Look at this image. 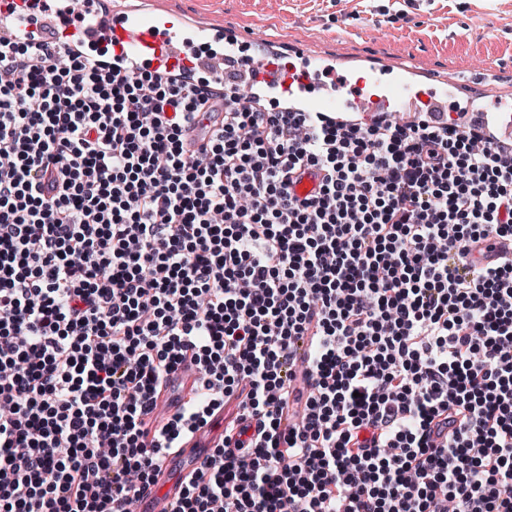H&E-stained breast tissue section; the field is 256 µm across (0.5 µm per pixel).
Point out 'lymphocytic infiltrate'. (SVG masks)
I'll return each mask as SVG.
<instances>
[{"label": "lymphocytic infiltrate", "mask_w": 512, "mask_h": 512, "mask_svg": "<svg viewBox=\"0 0 512 512\" xmlns=\"http://www.w3.org/2000/svg\"><path fill=\"white\" fill-rule=\"evenodd\" d=\"M173 68L0 40V512H130L219 412L176 512H512V157ZM504 249L512 253V239L489 237L470 247L467 264L473 270L485 269L494 264ZM198 378L196 365L187 358L164 383L157 400L154 418L158 422H166L177 408L194 398Z\"/></svg>", "instance_id": "f902f5d3"}]
</instances>
